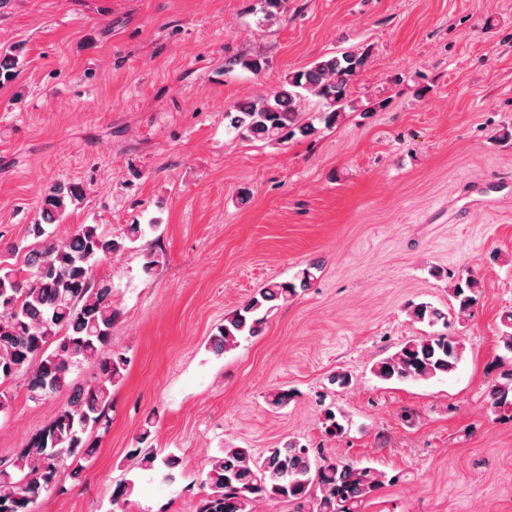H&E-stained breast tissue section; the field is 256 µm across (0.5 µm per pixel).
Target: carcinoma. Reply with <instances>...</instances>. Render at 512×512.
Returning a JSON list of instances; mask_svg holds the SVG:
<instances>
[{"mask_svg":"<svg viewBox=\"0 0 512 512\" xmlns=\"http://www.w3.org/2000/svg\"><path fill=\"white\" fill-rule=\"evenodd\" d=\"M21 65L17 52L7 61L0 59V85L10 82ZM364 65L365 55L357 50L322 55L310 66L285 74L270 92L226 109L225 130L271 146L308 138L317 128L301 107L315 103L317 118L327 125L336 123L346 110H356L350 86ZM84 200L85 194L74 184L53 186L42 204L46 223L27 227L33 244L8 248L11 255L23 254L27 275L0 265V385L26 374L31 400L62 398L51 424L16 457L0 460V512H33L41 496L62 493L63 468L70 469L72 478L81 477L94 454L88 433L101 428L112 403V387L124 379L128 358L110 347L112 326L119 317L112 307V283L98 276V268L106 257L149 237L160 241L162 224L153 217L145 224L126 225L118 236L101 231L97 224H79L69 236H55L54 220ZM299 278L298 285L265 284L224 317L212 336L215 351L222 354L240 340L260 335L271 312L267 304L293 300L297 288L309 287L313 274L306 268ZM452 296L462 315L478 302L479 283L461 278ZM411 316L431 327L448 321V315L429 303L413 305ZM459 360L460 345L454 337L423 336L376 362L373 372L385 381H427L454 371ZM84 364L93 366L95 375L80 385L69 382L71 370ZM511 393L512 385L491 386V409H512ZM153 424L146 418L137 438L139 447L131 454L139 457L141 467L161 472L163 480L172 483L181 465L179 457H161L155 449L141 447ZM386 482L383 471L357 463L322 462L294 440L258 455L249 448H224L209 463L202 479L207 492L196 512H251L256 499L291 503L294 512H363L364 503ZM133 489L132 480L117 484L108 512H126Z\"/></svg>","mask_w":512,"mask_h":512,"instance_id":"cac0c4a2","label":"carcinoma"}]
</instances>
